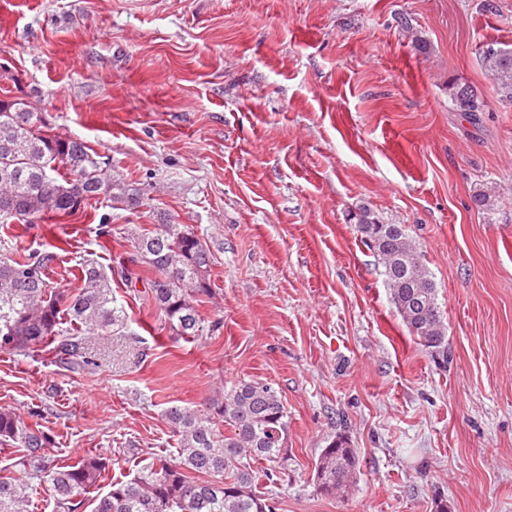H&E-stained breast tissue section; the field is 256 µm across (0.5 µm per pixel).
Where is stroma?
<instances>
[{
  "instance_id": "stroma-1",
  "label": "stroma",
  "mask_w": 512,
  "mask_h": 512,
  "mask_svg": "<svg viewBox=\"0 0 512 512\" xmlns=\"http://www.w3.org/2000/svg\"><path fill=\"white\" fill-rule=\"evenodd\" d=\"M490 45L512 48V0H0V99L143 198L0 223V255L67 240L53 287L79 288L88 259L111 271L128 329L93 339L89 372L0 354V407L112 479L135 473L128 449L175 455L167 407L263 382L288 411V472L257 486L276 512H512V104ZM452 80L478 90L479 123L452 111ZM363 206L406 226L447 359L409 335L350 218ZM162 215L211 252L194 340L121 273ZM339 435L360 471L326 497L314 465Z\"/></svg>"
}]
</instances>
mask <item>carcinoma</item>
Here are the masks:
<instances>
[{
    "instance_id": "1",
    "label": "carcinoma",
    "mask_w": 512,
    "mask_h": 512,
    "mask_svg": "<svg viewBox=\"0 0 512 512\" xmlns=\"http://www.w3.org/2000/svg\"><path fill=\"white\" fill-rule=\"evenodd\" d=\"M486 70L501 96L512 102V48L489 46ZM452 110L474 120L482 111L476 90L448 83ZM46 120L24 103L0 107V213L32 224H58L92 202L141 205L140 191L112 177L111 164L86 142L44 131ZM362 242L379 257L392 303L409 334L442 357L448 356L444 315L433 278L401 224H381L366 208L355 214ZM133 263L154 273L148 286L164 325L182 339L202 336L196 303L211 295L207 272L211 255L184 224L159 218L154 229L134 238ZM57 253L0 259V352L41 353L70 370H92L87 357L91 335L126 329L125 313L114 304L111 277L95 261L80 264L83 286L70 292L51 286L47 274ZM84 328L85 335L62 328ZM165 418L177 441L176 457L152 454V461L109 490L90 496L105 480L106 459L93 454L64 462L55 435L16 412L0 410V447L12 463L0 468V512H29L30 494L47 487L49 512H80L85 496L92 512H274L271 499L256 490L265 476L288 462L284 448L288 411L269 384L240 381L223 389L201 411L172 405ZM359 472V455L337 436L322 449L314 467L317 491L348 493Z\"/></svg>"
}]
</instances>
